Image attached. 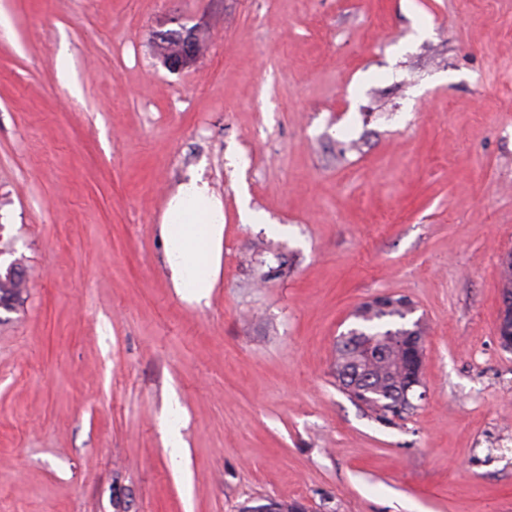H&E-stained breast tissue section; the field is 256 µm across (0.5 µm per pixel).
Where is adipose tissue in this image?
Listing matches in <instances>:
<instances>
[{"mask_svg": "<svg viewBox=\"0 0 512 512\" xmlns=\"http://www.w3.org/2000/svg\"><path fill=\"white\" fill-rule=\"evenodd\" d=\"M223 209L221 199L208 183L193 180L169 200L162 217L173 286L196 301L208 297L218 276Z\"/></svg>", "mask_w": 512, "mask_h": 512, "instance_id": "ef3b65f1", "label": "adipose tissue"}]
</instances>
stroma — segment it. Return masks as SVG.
<instances>
[{
	"instance_id": "1",
	"label": "stroma",
	"mask_w": 512,
	"mask_h": 512,
	"mask_svg": "<svg viewBox=\"0 0 512 512\" xmlns=\"http://www.w3.org/2000/svg\"><path fill=\"white\" fill-rule=\"evenodd\" d=\"M0 17V262L28 283L0 309V512H512V0ZM183 26L209 48L173 73L152 38ZM194 177L224 204L199 302L161 233ZM384 293L426 336V397L394 424L333 374Z\"/></svg>"
}]
</instances>
